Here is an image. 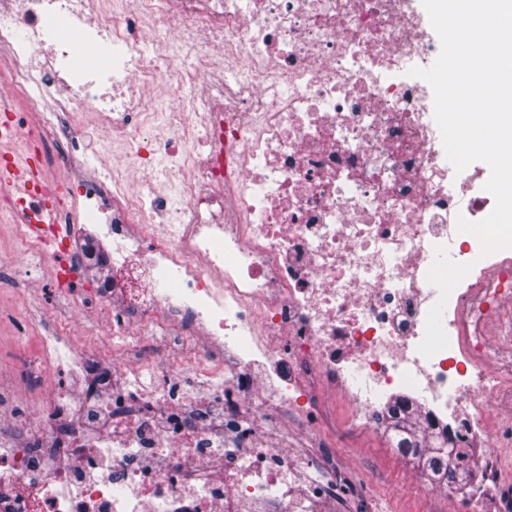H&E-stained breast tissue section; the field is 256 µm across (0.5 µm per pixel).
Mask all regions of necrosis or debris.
<instances>
[{"label":"necrosis or debris","instance_id":"obj_1","mask_svg":"<svg viewBox=\"0 0 512 512\" xmlns=\"http://www.w3.org/2000/svg\"><path fill=\"white\" fill-rule=\"evenodd\" d=\"M0 0V98L25 90L1 133L35 138L29 199L52 225L60 292L85 261L88 222L112 242L89 302L119 360L53 354L0 384V512H330L354 485L290 448L308 393L351 400L356 423L408 398L450 463L512 495V259L462 242L490 199L449 164L425 80L436 34L414 0ZM122 46L74 67V36ZM124 146L72 173L101 139ZM483 439L484 461L468 442Z\"/></svg>","mask_w":512,"mask_h":512}]
</instances>
